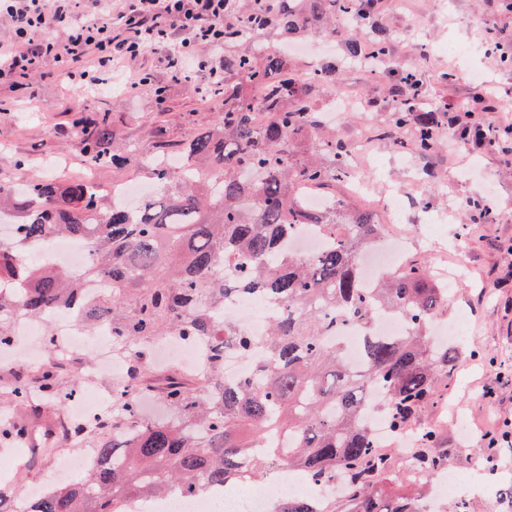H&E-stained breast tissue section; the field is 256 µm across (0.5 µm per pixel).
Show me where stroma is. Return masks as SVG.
<instances>
[{
    "instance_id": "stroma-1",
    "label": "stroma",
    "mask_w": 512,
    "mask_h": 512,
    "mask_svg": "<svg viewBox=\"0 0 512 512\" xmlns=\"http://www.w3.org/2000/svg\"><path fill=\"white\" fill-rule=\"evenodd\" d=\"M498 0H387L379 25L390 42L387 69L417 70L423 82L421 104L446 109L468 104L474 88L468 67L478 68L499 95L512 97V72L492 56L478 53L463 63L453 57L435 59L428 48L451 41L484 42L488 34L512 39V14L500 13ZM353 27L337 26L323 39L334 46L340 66L335 85L315 101L321 121H328L331 99L357 103L334 131L346 152L363 130L359 105L367 103L373 127L382 131L366 158L350 160L355 180L392 182L410 203L394 225L396 235L409 239L406 258L429 267L454 262L450 246L463 247L468 277L448 291L444 322L466 315L472 330L458 341L459 369L450 380L448 401L418 416L420 425H440L448 447L454 448L457 470L467 478L471 499L481 512H512V447L499 449L490 470L477 473L474 458L483 456L481 436L512 420V156L490 152L466 156L441 148L418 156L408 147L410 132H396L395 107L387 81H376L359 63H343ZM157 52L144 63L153 69V87L129 94L122 78L98 94L80 90L59 75L57 64L46 60L29 81L33 102L14 97L0 84V98H14L12 112L0 113V184L15 177V161H23L36 176L55 179L83 177V125L108 116L116 153L135 151L158 155L176 151L181 143L215 120L216 108L202 75L175 81L156 64ZM165 89L156 98L154 86ZM494 184V219L480 224L462 217L458 199L481 196L484 180ZM496 395L485 398L487 387Z\"/></svg>"
}]
</instances>
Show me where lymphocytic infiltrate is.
<instances>
[{"instance_id": "f902f5d3", "label": "lymphocytic infiltrate", "mask_w": 512, "mask_h": 512, "mask_svg": "<svg viewBox=\"0 0 512 512\" xmlns=\"http://www.w3.org/2000/svg\"><path fill=\"white\" fill-rule=\"evenodd\" d=\"M82 0H0V19L10 27L0 40V83L24 96L25 79L45 59L83 88L102 86L112 73L126 71L128 93L152 83L140 65L159 45L169 50L158 62L179 81L202 73L210 87L224 89V23L232 0H94L97 18H78Z\"/></svg>"}]
</instances>
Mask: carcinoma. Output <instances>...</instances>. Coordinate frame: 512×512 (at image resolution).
I'll return each mask as SVG.
<instances>
[{"mask_svg":"<svg viewBox=\"0 0 512 512\" xmlns=\"http://www.w3.org/2000/svg\"><path fill=\"white\" fill-rule=\"evenodd\" d=\"M385 0H241L238 22L224 30V111L214 124L181 145L182 166L154 156L111 152L107 117L85 132L89 166L143 162L156 192L133 210L117 202L102 208L98 190L86 182L61 183L20 168L24 183L0 185V218L18 225L14 239H0V346L10 342L17 319H36L47 309L77 307L90 325L112 324V337L127 350L145 352L157 340L179 336H224L209 352L211 377L198 385L176 373L157 393L168 404L164 421L145 419L138 406L115 400L112 422L83 432L95 456L71 483L52 486L29 512H127L132 499L182 488L205 491L285 467L319 481L341 471L352 494L349 512H425L418 497L393 496L384 488L392 474L362 419L376 393L394 427L405 430L438 392L448 391L460 352L453 344L434 349L428 326L443 312V288L420 264L361 285L360 256L374 247L382 225L367 209L342 200L321 214L307 210L300 185L331 186L350 178L348 159L336 138L317 127L313 102L336 81V62L296 80L275 51L256 48L246 37L270 28L287 36L329 29L348 15L361 38L347 54L385 60L387 35L377 26ZM487 49L512 68V42L491 35ZM259 91L244 94L234 78ZM392 89L404 90L395 127L415 131L413 149L423 154L441 143L443 117L418 107L421 78L415 70L393 74ZM311 132L314 155L305 161L293 141ZM328 161H323V157ZM223 175L220 190L212 178ZM301 224H344L349 235L315 256L284 253L280 242ZM57 237L79 238L91 260L72 276L40 263L29 249ZM88 282L110 289L88 298ZM263 291L282 300L286 312L267 335L246 336L224 312L229 294ZM396 312L410 333L385 338L375 324ZM354 322L362 326L364 360L348 365L342 342L328 333ZM245 356L262 349L255 374L224 385V346ZM59 367L39 372L13 388L24 400L35 390L59 399ZM22 424H0V444L26 436ZM426 471L448 463L451 451L439 433L426 429L416 443ZM279 512H319L310 500L289 498Z\"/></svg>","mask_w":512,"mask_h":512,"instance_id":"cac0c4a2","label":"carcinoma"}]
</instances>
